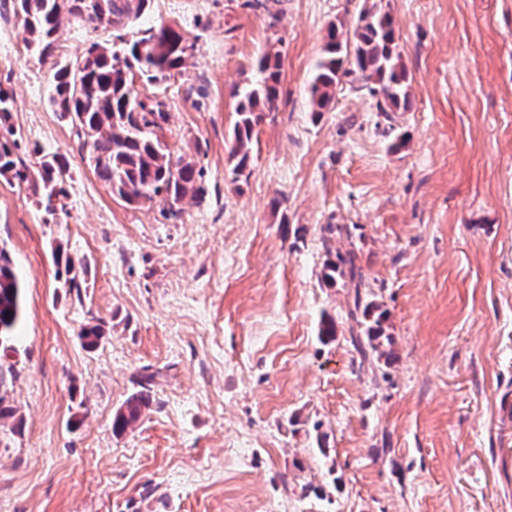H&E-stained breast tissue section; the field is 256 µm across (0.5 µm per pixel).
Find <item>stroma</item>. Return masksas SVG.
<instances>
[{"instance_id":"35a3bbf8","label":"stroma","mask_w":512,"mask_h":512,"mask_svg":"<svg viewBox=\"0 0 512 512\" xmlns=\"http://www.w3.org/2000/svg\"><path fill=\"white\" fill-rule=\"evenodd\" d=\"M361 3L151 0L190 48L140 96L166 103L165 140L206 189L167 218L94 175L49 106L50 62L0 0L25 163L38 146L71 173L51 218L0 178L23 285L0 348V512H512V0H391L407 111L386 118L346 79L314 115L326 28L352 27ZM112 41L72 18L57 34L71 60ZM268 52L276 107L236 176L235 93ZM57 248L85 260L83 287L61 286ZM337 251L388 311L391 360L359 363L355 284L323 279ZM145 380L152 410L114 434Z\"/></svg>"}]
</instances>
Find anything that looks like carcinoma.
Segmentation results:
<instances>
[{"mask_svg": "<svg viewBox=\"0 0 512 512\" xmlns=\"http://www.w3.org/2000/svg\"><path fill=\"white\" fill-rule=\"evenodd\" d=\"M90 0H13L14 10L22 18V41L26 50L39 58L53 56L56 35L64 19H82ZM102 16L88 21L95 29L113 32L122 48L110 50L92 45L74 61L56 62L49 103L59 119L69 122L87 150L94 174L129 205L151 206L160 198L167 205L165 213L176 216L188 197L201 198L205 189L199 183L202 174L183 156L175 155L159 136L167 122L166 103L139 99L135 79L156 84L181 72L188 45L184 34L165 24H140L148 13L151 0H102ZM259 77L238 93L237 119L230 133L229 158L232 172L239 176L246 170L255 128L262 122L278 97L279 58L269 53L256 63ZM359 74L362 88L376 99L377 111L387 119L392 113L408 108L406 69L397 51V37L391 4L376 0L361 9L353 36L335 23L325 35V55L316 65L310 86L312 111L330 108L336 85L344 77ZM12 95L0 88V177L27 188L44 212L55 215L66 197L70 180L69 166L59 154H45L37 175L29 172L20 156L22 135L10 123ZM337 261L327 263L325 280L335 281V274H348L355 282L350 316L362 312L366 320L365 337L351 336V343L361 362L370 355L382 356L380 339L387 312L375 301L363 298L365 276L355 265V256L336 254ZM64 262L65 285L82 286L86 263L82 258L57 257ZM21 319V283L13 269L9 252L0 246V343L10 342ZM154 400L150 387L143 385L115 413L112 430L121 434L131 428Z\"/></svg>", "mask_w": 512, "mask_h": 512, "instance_id": "cac0c4a2", "label": "carcinoma"}]
</instances>
